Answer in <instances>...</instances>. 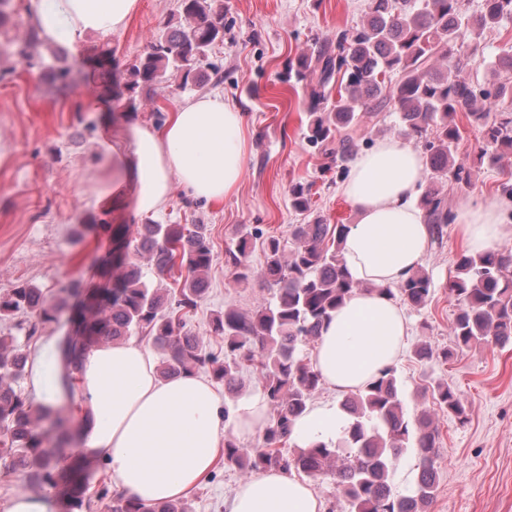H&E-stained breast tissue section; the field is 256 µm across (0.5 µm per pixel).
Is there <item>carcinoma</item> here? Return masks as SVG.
<instances>
[{
    "label": "carcinoma",
    "mask_w": 512,
    "mask_h": 512,
    "mask_svg": "<svg viewBox=\"0 0 512 512\" xmlns=\"http://www.w3.org/2000/svg\"><path fill=\"white\" fill-rule=\"evenodd\" d=\"M185 24L155 36L134 65L125 84L126 106L137 108L136 90L150 87L170 73L185 88L198 81V63L224 40V6L220 0H181ZM512 19V0H483L471 13L464 0H369L366 20L352 29L315 43V48L288 61V75L305 83L308 92V138L322 148L345 174L355 160L369 124L381 112L398 114V132L422 144L425 169L431 181L418 196L433 239L442 238L453 220L448 198L436 184L450 181L460 187L472 172L456 164L453 152L460 137L459 112L485 129L486 148L480 159L498 163L512 154V79H497L486 88L473 84L465 72L474 62L484 32ZM39 33L30 27L27 38L0 45L30 60V46ZM90 68L106 94L112 90V56L100 51ZM43 69L53 87L64 90L70 71L54 64ZM338 99L328 103L334 84ZM312 185L291 188L292 206L311 210ZM345 225H329L322 216L308 224L292 225L294 247L284 254L280 241L269 237L265 263L256 272L246 262L252 237L242 234L226 251L238 283L258 279L275 287L272 300L250 312L227 308L217 315L211 331L224 339V358L207 354L202 338L187 329L180 312L195 307L207 292L206 274L213 261L205 224H119L111 229L112 248L99 259V281L78 284L77 302L70 306L74 335L62 336L58 346L61 378L69 398L89 351L101 341L127 340L135 334L150 337L158 350L157 372L166 379L194 374L205 368L212 380L237 390L239 366L257 365L262 393L274 417L264 429L262 443L242 448L224 439V464L246 474L266 470H296L312 479L333 476L346 507L344 512H428L438 482L436 448L439 431L425 411L409 418L401 399L396 368L390 366L366 386L346 396L342 408L351 418L336 444L285 449L293 420L310 405L323 379L300 347L319 339L331 313L361 284L346 272L341 250ZM158 275L185 270L178 292L153 288L145 280L141 259ZM449 290L460 300L451 323L455 349L487 342H512V248L484 254L462 253ZM389 297L422 307L433 288L421 268L399 283ZM28 310L44 321L54 319L42 293L19 287L0 296V318ZM27 353L16 336H0V466L31 485L57 490L63 512L85 504V465L64 456L78 429L73 417L53 408L33 410L25 405L12 382L24 375ZM433 398L440 408L465 421L466 406L457 391L439 384ZM52 419L55 443L45 445L38 432ZM416 450L417 479L409 495L393 492L389 482L394 463L408 447ZM112 512H188L174 500L146 506L131 497L112 498Z\"/></svg>",
    "instance_id": "carcinoma-1"
}]
</instances>
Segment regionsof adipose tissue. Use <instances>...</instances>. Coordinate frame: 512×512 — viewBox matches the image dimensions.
Masks as SVG:
<instances>
[{"label": "adipose tissue", "instance_id": "1", "mask_svg": "<svg viewBox=\"0 0 512 512\" xmlns=\"http://www.w3.org/2000/svg\"><path fill=\"white\" fill-rule=\"evenodd\" d=\"M41 38L78 48L85 34L123 30L139 0H29ZM106 160L102 198L128 206L132 217L156 214L174 184L192 197L219 202L240 182L246 135L241 111L219 94L178 103L162 127L142 122L113 139H101ZM421 153L402 135L377 139L354 161L340 185L356 221L348 225L342 255L351 278L362 283L322 328L313 364L324 382L345 395L365 386L401 357L409 326L385 290L417 268L427 246L428 226L417 205L424 181ZM500 207L481 201L457 211L454 222L469 251L502 244ZM56 337L28 355V384L38 404L57 406L61 384ZM75 404L90 413L72 454L108 464L115 487L146 505L180 498L213 469L227 428L253 436L264 428L268 404L255 393L238 404L232 421L206 379L185 374L160 378L149 348L135 341L92 348L78 381ZM349 418L334 403H316L292 425L299 447L331 443ZM227 512H322L312 484L282 471L254 474L240 483Z\"/></svg>", "mask_w": 512, "mask_h": 512}]
</instances>
